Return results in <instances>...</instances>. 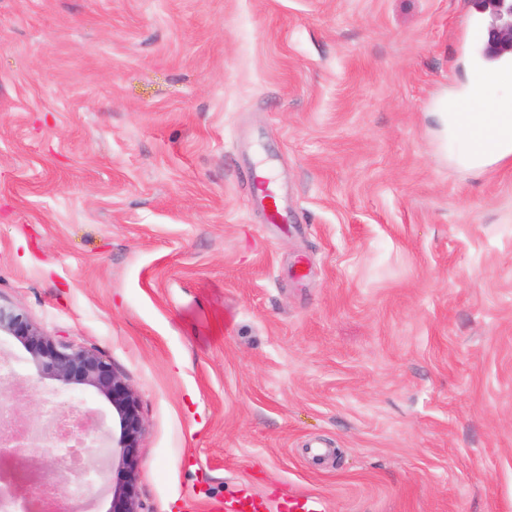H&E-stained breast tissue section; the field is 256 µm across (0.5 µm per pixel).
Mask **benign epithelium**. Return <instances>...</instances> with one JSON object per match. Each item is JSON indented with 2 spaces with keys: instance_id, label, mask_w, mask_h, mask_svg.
Returning <instances> with one entry per match:
<instances>
[{
  "instance_id": "benign-epithelium-1",
  "label": "benign epithelium",
  "mask_w": 512,
  "mask_h": 512,
  "mask_svg": "<svg viewBox=\"0 0 512 512\" xmlns=\"http://www.w3.org/2000/svg\"><path fill=\"white\" fill-rule=\"evenodd\" d=\"M494 21L487 28L488 43L496 49L512 50V4L506 0H485ZM0 335L11 336L21 343L29 362L42 378L52 380L63 390L91 389L104 396L112 405V413L119 420V436L108 435L102 427L89 422V417L76 407L56 403L58 410L72 416L74 427L66 432L59 424L49 423L52 434L69 440L76 438L94 471L95 482L104 483L108 466L118 463L123 474L119 486L112 490V508L109 512H139L136 494V476L140 463L139 439L143 420L137 398L125 381L102 357L55 342L39 330L23 312L0 304ZM0 414L17 425L16 433L0 442V460L17 458L26 448L39 440L29 428L30 420L10 406L0 403ZM75 452L73 448L49 451L39 466L72 473L63 461ZM65 486L53 481L38 485L40 497L50 506L63 497Z\"/></svg>"
}]
</instances>
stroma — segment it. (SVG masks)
<instances>
[{"mask_svg":"<svg viewBox=\"0 0 512 512\" xmlns=\"http://www.w3.org/2000/svg\"><path fill=\"white\" fill-rule=\"evenodd\" d=\"M478 0H0V303L101 356L140 512H512V156ZM275 167L297 221L251 202ZM23 367L0 402L36 416ZM472 96L470 99V107L462 102L457 106L456 112H468L466 123L460 124L456 120L455 112H448V137L462 136L467 141L466 133L475 126H482L490 121H496V118L502 120L500 139L495 147L481 157L470 152L472 158L471 163L487 159L489 157H505L512 154V113L510 112H494L495 109L507 100L488 101L482 88L477 87V83L472 87ZM470 110V112H469ZM213 510L224 512H267L270 510L269 503L253 494L247 488H241L230 499L224 500V503L216 504ZM280 512H328L327 501L314 493L288 492L277 508Z\"/></svg>","mask_w":512,"mask_h":512,"instance_id":"stroma-1","label":"stroma"}]
</instances>
